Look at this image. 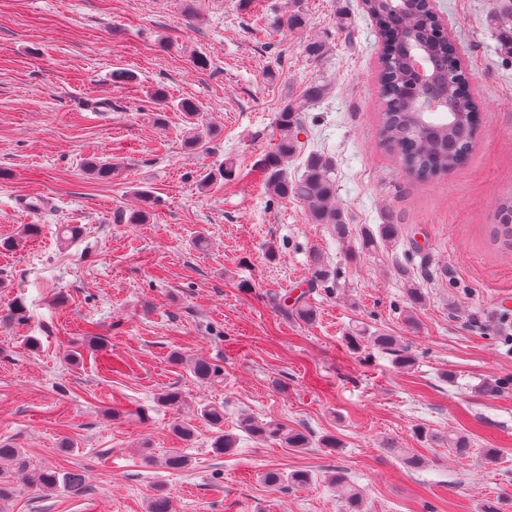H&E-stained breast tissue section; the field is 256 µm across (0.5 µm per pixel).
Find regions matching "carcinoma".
I'll return each instance as SVG.
<instances>
[{
	"instance_id": "carcinoma-1",
	"label": "carcinoma",
	"mask_w": 512,
	"mask_h": 512,
	"mask_svg": "<svg viewBox=\"0 0 512 512\" xmlns=\"http://www.w3.org/2000/svg\"><path fill=\"white\" fill-rule=\"evenodd\" d=\"M364 8L382 31L383 49L380 58V133L386 148L400 161L405 171L420 181H427L439 173L458 168L470 153L477 131L475 111L476 99L464 86L470 81L466 70L451 69L449 57L455 54L452 39L440 33L435 16L425 0H414L412 7L404 14L392 11L389 0H364ZM496 18L499 24L498 43L501 53L512 56V0H496ZM433 50L431 66L442 74H448V104L453 118L446 121L441 113L435 112L431 120L425 122L416 112L409 90L414 82L406 58L407 48ZM329 92L325 82L308 86L303 96L284 104L276 119L278 131L274 150L264 160L266 183L270 193L279 198L296 197L306 207L307 219L314 224H326L338 237L348 234V223L344 212L336 206V186L331 176L332 161L321 153L310 155L302 176L288 180L283 162L292 156L298 143L300 113L310 104L322 100ZM497 224L493 227L494 242L505 250L512 249V198L504 199L496 212ZM398 235V225L382 224L379 237L368 235L363 239V249L372 250L377 240L393 241ZM314 282L325 284L335 278V272L326 268L321 257L313 255ZM282 310L304 321L315 318V310L301 294L293 303L283 300ZM353 345L367 341L384 349L396 352L395 363L403 368L411 366L413 358L407 351L397 347L393 336L372 334L365 328L355 331L350 337ZM195 377L209 382L219 376L218 367L204 360H197L192 366ZM200 416L214 429L212 448L218 454L235 447L237 437L224 432V407L206 405L200 408ZM243 429L260 442L276 441L288 448L309 447L308 436L281 423L259 422L252 418L242 421ZM425 441L448 445L461 457L471 456L469 440L463 435L438 434L429 430L419 431ZM10 465L19 472L27 470L24 451L0 443V472L3 465ZM264 482L274 488L285 484L306 485L313 476L306 471H293L285 474L279 470H269L262 475ZM30 487L38 491H52L64 487L78 491L83 487L79 472L61 473L51 467H44L28 476ZM334 483L345 504V512H364L360 492L353 488L345 476L338 473Z\"/></svg>"
}]
</instances>
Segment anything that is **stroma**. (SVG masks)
Masks as SVG:
<instances>
[{
	"mask_svg": "<svg viewBox=\"0 0 512 512\" xmlns=\"http://www.w3.org/2000/svg\"><path fill=\"white\" fill-rule=\"evenodd\" d=\"M434 3L481 122L467 164L421 183L381 141V38L362 0H299L301 29L279 22L287 0H0V442L85 480L78 493L18 485L7 512H147L161 491L174 512H344L338 472L366 512H512V252L492 240L512 197V57L497 52L495 0ZM314 39L327 57L308 54ZM321 81L331 92L302 113L284 169L295 180L311 153L332 158L345 240L272 198L261 167L284 102ZM183 100L214 130L194 148ZM102 160L109 173L93 170ZM31 193L41 214L18 207ZM64 224L80 226L75 241L59 239ZM382 224L398 238L362 250ZM317 256L338 286L311 288ZM302 292L309 323L278 307ZM17 302L25 320L7 317ZM359 327L408 346L413 370L350 347ZM198 359L220 376L196 379ZM169 390L189 442L156 403ZM206 404L223 406L232 452H213ZM247 417L311 445L259 443ZM421 428L497 457L457 458ZM178 447L187 466H159ZM270 469L315 479L273 489Z\"/></svg>",
	"mask_w": 512,
	"mask_h": 512,
	"instance_id": "35a3bbf8",
	"label": "stroma"
}]
</instances>
